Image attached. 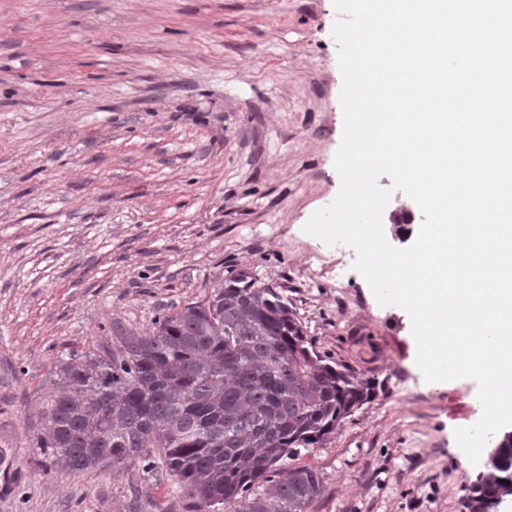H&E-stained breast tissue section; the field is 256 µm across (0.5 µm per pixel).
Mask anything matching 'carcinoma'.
I'll return each instance as SVG.
<instances>
[{"instance_id": "carcinoma-1", "label": "carcinoma", "mask_w": 512, "mask_h": 512, "mask_svg": "<svg viewBox=\"0 0 512 512\" xmlns=\"http://www.w3.org/2000/svg\"><path fill=\"white\" fill-rule=\"evenodd\" d=\"M36 448L73 475L163 468L193 512H311L322 479L290 461L372 398L371 382L323 359L288 296L246 272L203 302L169 307L146 333L54 367ZM469 487V512L512 497V439Z\"/></svg>"}]
</instances>
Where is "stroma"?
I'll return each instance as SVG.
<instances>
[{
    "label": "stroma",
    "instance_id": "stroma-1",
    "mask_svg": "<svg viewBox=\"0 0 512 512\" xmlns=\"http://www.w3.org/2000/svg\"><path fill=\"white\" fill-rule=\"evenodd\" d=\"M333 0H0V512H191L165 475L70 474L33 436L60 359L244 271L375 393L299 466L313 512H463L469 379L303 227L340 188Z\"/></svg>",
    "mask_w": 512,
    "mask_h": 512
}]
</instances>
